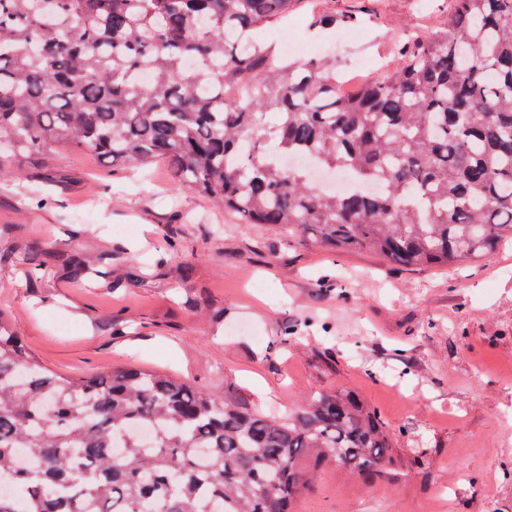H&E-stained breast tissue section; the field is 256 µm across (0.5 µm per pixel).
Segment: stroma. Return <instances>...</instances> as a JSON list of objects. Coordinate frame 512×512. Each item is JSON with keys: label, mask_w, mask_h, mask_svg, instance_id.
Returning a JSON list of instances; mask_svg holds the SVG:
<instances>
[{"label": "stroma", "mask_w": 512, "mask_h": 512, "mask_svg": "<svg viewBox=\"0 0 512 512\" xmlns=\"http://www.w3.org/2000/svg\"><path fill=\"white\" fill-rule=\"evenodd\" d=\"M351 14L345 38L310 26ZM447 21L448 0H295L263 36L383 74L405 34ZM47 163L49 182L26 160L0 177L1 321L40 364L136 365L281 413L341 387L385 421L393 463L370 481L322 466L295 512H512V244L397 272L241 223L161 163L140 179L76 147Z\"/></svg>", "instance_id": "obj_1"}]
</instances>
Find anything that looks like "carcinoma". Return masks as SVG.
Segmentation results:
<instances>
[{
  "instance_id": "obj_1",
  "label": "carcinoma",
  "mask_w": 512,
  "mask_h": 512,
  "mask_svg": "<svg viewBox=\"0 0 512 512\" xmlns=\"http://www.w3.org/2000/svg\"><path fill=\"white\" fill-rule=\"evenodd\" d=\"M293 0H0V143L166 161L245 224L452 268L512 243V0H448V25L341 90L336 61L258 38ZM473 46L464 60L459 48ZM148 72L149 84L140 73ZM351 174L336 193L307 167ZM0 310V512H292L316 468L393 461L378 412L336 388L279 417L190 381L47 370Z\"/></svg>"
}]
</instances>
